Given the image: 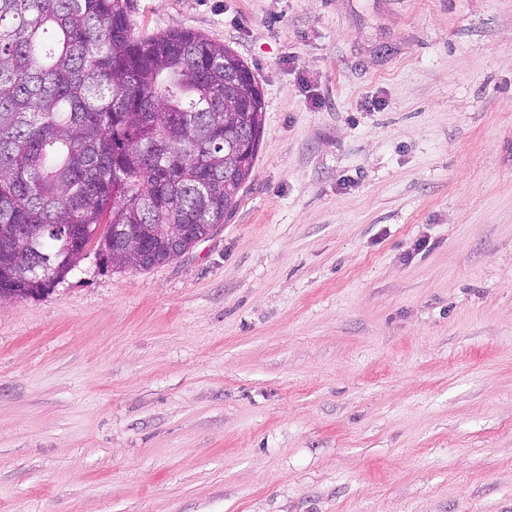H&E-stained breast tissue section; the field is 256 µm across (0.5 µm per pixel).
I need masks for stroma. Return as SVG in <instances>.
<instances>
[{
	"label": "stroma",
	"instance_id": "1",
	"mask_svg": "<svg viewBox=\"0 0 512 512\" xmlns=\"http://www.w3.org/2000/svg\"><path fill=\"white\" fill-rule=\"evenodd\" d=\"M264 126L188 254L0 301V512H512V0H133Z\"/></svg>",
	"mask_w": 512,
	"mask_h": 512
}]
</instances>
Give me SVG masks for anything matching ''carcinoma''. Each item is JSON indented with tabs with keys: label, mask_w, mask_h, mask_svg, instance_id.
I'll list each match as a JSON object with an SVG mask.
<instances>
[{
	"label": "carcinoma",
	"mask_w": 512,
	"mask_h": 512,
	"mask_svg": "<svg viewBox=\"0 0 512 512\" xmlns=\"http://www.w3.org/2000/svg\"><path fill=\"white\" fill-rule=\"evenodd\" d=\"M130 2L0 0L1 300L50 290L89 247L124 269L117 228L140 268L166 265L237 209L263 132L254 73L198 31L135 35ZM245 127L235 163L224 140Z\"/></svg>",
	"instance_id": "carcinoma-1"
}]
</instances>
